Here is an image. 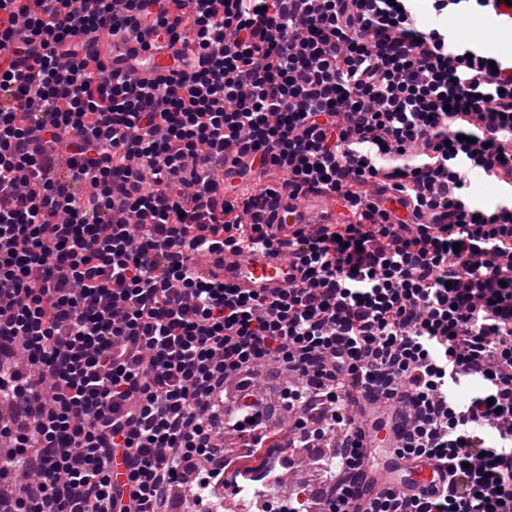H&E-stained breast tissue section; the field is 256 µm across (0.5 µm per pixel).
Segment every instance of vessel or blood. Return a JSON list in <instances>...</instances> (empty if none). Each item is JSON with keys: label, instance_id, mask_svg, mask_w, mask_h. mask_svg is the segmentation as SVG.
<instances>
[{"label": "vessel or blood", "instance_id": "vessel-or-blood-1", "mask_svg": "<svg viewBox=\"0 0 512 512\" xmlns=\"http://www.w3.org/2000/svg\"><path fill=\"white\" fill-rule=\"evenodd\" d=\"M87 51L105 54L115 61L135 62L134 77L141 81H150L165 74L172 63L168 54L144 51L141 41L133 34L115 43L98 38ZM191 261L198 270L223 281L225 285L262 296L287 288L298 275L292 260L284 252L275 254L254 250L229 259L217 253H195Z\"/></svg>", "mask_w": 512, "mask_h": 512}]
</instances>
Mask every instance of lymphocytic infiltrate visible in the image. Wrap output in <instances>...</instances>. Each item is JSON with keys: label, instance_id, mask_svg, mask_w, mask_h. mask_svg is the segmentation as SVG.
<instances>
[{"label": "lymphocytic infiltrate", "instance_id": "f902f5d3", "mask_svg": "<svg viewBox=\"0 0 512 512\" xmlns=\"http://www.w3.org/2000/svg\"><path fill=\"white\" fill-rule=\"evenodd\" d=\"M413 2L0 0V512H169L184 489L212 512L220 430L241 460L276 441L249 393L217 424L261 363L290 374L283 447L344 433L325 512L369 493L382 429L439 482L363 512H512V59L422 30ZM431 8L512 27L505 0ZM121 32L192 51L140 83L85 51ZM311 193L347 219L280 235ZM257 248L297 279L259 297L187 258ZM469 179V200L474 207L490 208L498 198V189L480 172H471Z\"/></svg>", "mask_w": 512, "mask_h": 512}]
</instances>
